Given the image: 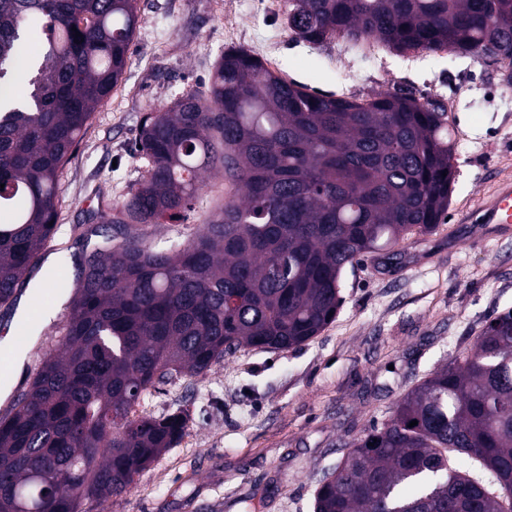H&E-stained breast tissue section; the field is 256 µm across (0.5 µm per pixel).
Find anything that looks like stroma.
Wrapping results in <instances>:
<instances>
[{"label":"stroma","instance_id":"1","mask_svg":"<svg viewBox=\"0 0 512 512\" xmlns=\"http://www.w3.org/2000/svg\"><path fill=\"white\" fill-rule=\"evenodd\" d=\"M140 26L121 83L95 113L59 181L57 231L45 253L74 279L77 263L104 236L83 240L102 210L121 206L146 171L134 154L145 117L207 81L229 48L272 45L274 71L349 100L380 91L456 100L455 180L436 230L347 268L335 320L285 351L244 348L207 374L158 385L134 408L162 416L187 409L179 443L111 499L108 512H313L314 493L347 450L434 367L472 342L488 315L512 310V236L479 238L466 212L512 178V63L491 54L465 58L424 52L415 64L385 50L360 59L331 39L313 46L289 29L275 0H138ZM341 56L356 79L342 85L328 60ZM233 197L206 174L186 221L142 229L148 246L186 245ZM69 312L37 333L32 361L9 387H29L35 363L56 347Z\"/></svg>","mask_w":512,"mask_h":512}]
</instances>
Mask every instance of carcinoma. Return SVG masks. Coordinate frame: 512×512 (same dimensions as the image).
<instances>
[{"mask_svg":"<svg viewBox=\"0 0 512 512\" xmlns=\"http://www.w3.org/2000/svg\"><path fill=\"white\" fill-rule=\"evenodd\" d=\"M283 8L314 45L372 38L399 53L512 59V0ZM139 22L137 0H0V86L29 57L24 93L0 101V306H14L40 263L60 175L125 72ZM453 135L441 102L318 94L225 50L208 82L145 118L143 181L88 230L109 245L80 259L58 348L0 417V512H87L86 500L123 494L187 428L181 411L131 416L151 388L242 348L319 335L347 266L441 222ZM204 172L224 176L234 199L186 246L148 247L139 226L186 220ZM114 227L123 238L112 245ZM346 456L316 488L314 512H512V311L489 317ZM457 456L479 472L454 468Z\"/></svg>","mask_w":512,"mask_h":512,"instance_id":"1","label":"carcinoma"}]
</instances>
